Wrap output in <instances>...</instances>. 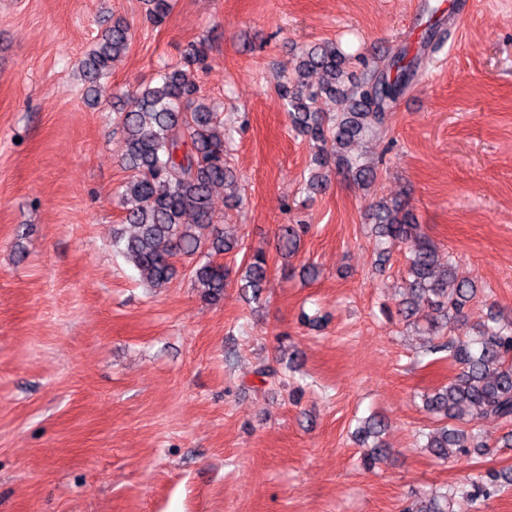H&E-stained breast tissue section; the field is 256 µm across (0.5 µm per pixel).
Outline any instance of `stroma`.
I'll use <instances>...</instances> for the list:
<instances>
[{
  "mask_svg": "<svg viewBox=\"0 0 512 512\" xmlns=\"http://www.w3.org/2000/svg\"><path fill=\"white\" fill-rule=\"evenodd\" d=\"M0 0V512H401L412 494L457 493L512 468L507 428L436 464L422 396L457 368L425 354L398 314L405 249L377 268L370 207L405 196L440 257L472 280L469 323L512 318V0ZM129 49L87 99L78 64L114 19ZM451 36L394 112L350 147L378 163L370 190L336 171L305 191L311 149L277 85L295 55L333 41L370 58ZM201 48V94L224 118L239 200L216 223L257 248L260 301L229 283L205 302L191 260L167 288L144 284L112 246L128 176L112 103ZM305 224L298 252L278 227ZM284 359L281 384L254 375ZM388 424L389 458L362 462L355 432Z\"/></svg>",
  "mask_w": 512,
  "mask_h": 512,
  "instance_id": "stroma-1",
  "label": "stroma"
}]
</instances>
